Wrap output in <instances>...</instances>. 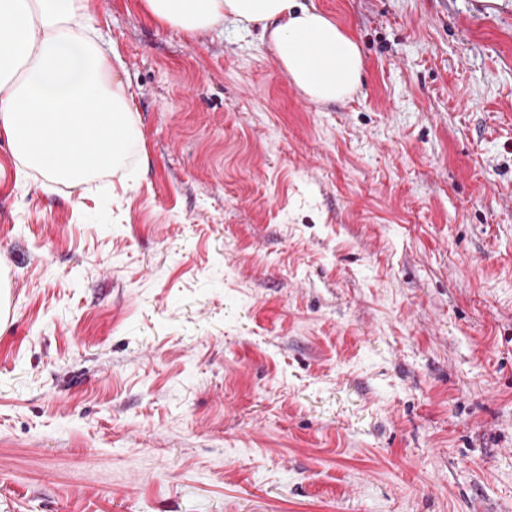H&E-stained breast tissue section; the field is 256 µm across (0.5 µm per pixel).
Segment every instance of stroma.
<instances>
[{
	"instance_id": "35a3bbf8",
	"label": "stroma",
	"mask_w": 512,
	"mask_h": 512,
	"mask_svg": "<svg viewBox=\"0 0 512 512\" xmlns=\"http://www.w3.org/2000/svg\"><path fill=\"white\" fill-rule=\"evenodd\" d=\"M303 2L344 101L94 0L128 168L0 137V512H512V0Z\"/></svg>"
}]
</instances>
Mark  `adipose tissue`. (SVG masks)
I'll list each match as a JSON object with an SVG mask.
<instances>
[{"label": "adipose tissue", "mask_w": 512, "mask_h": 512, "mask_svg": "<svg viewBox=\"0 0 512 512\" xmlns=\"http://www.w3.org/2000/svg\"><path fill=\"white\" fill-rule=\"evenodd\" d=\"M158 25L191 35L259 25L281 69L314 104L358 89V44L301 0H140ZM102 43L92 0H0V133L19 173L72 187L127 166L139 115Z\"/></svg>", "instance_id": "adipose-tissue-1"}]
</instances>
